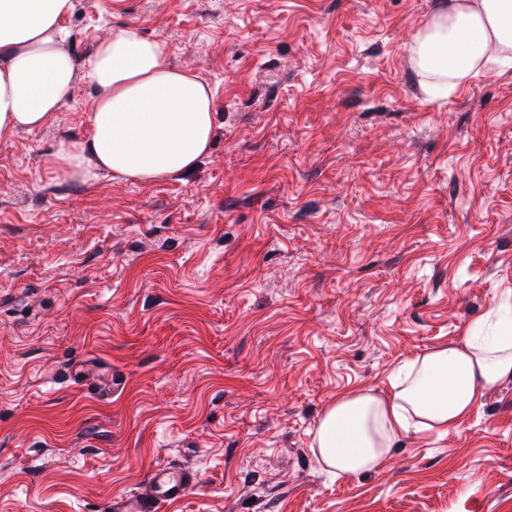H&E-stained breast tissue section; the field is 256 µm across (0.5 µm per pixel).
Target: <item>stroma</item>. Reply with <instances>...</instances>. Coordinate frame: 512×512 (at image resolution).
Returning a JSON list of instances; mask_svg holds the SVG:
<instances>
[{"mask_svg": "<svg viewBox=\"0 0 512 512\" xmlns=\"http://www.w3.org/2000/svg\"><path fill=\"white\" fill-rule=\"evenodd\" d=\"M435 0H73L65 106L0 138V512H512V381L379 470L327 472L323 409L512 302V68L424 96ZM208 80L212 148L142 184L59 179L113 27ZM196 481V474L188 470L156 468L150 473L143 492L115 495L107 512H157L161 503L186 497Z\"/></svg>", "mask_w": 512, "mask_h": 512, "instance_id": "35a3bbf8", "label": "stroma"}]
</instances>
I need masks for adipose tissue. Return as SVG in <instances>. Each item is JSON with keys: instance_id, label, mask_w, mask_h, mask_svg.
I'll use <instances>...</instances> for the list:
<instances>
[{"instance_id": "1", "label": "adipose tissue", "mask_w": 512, "mask_h": 512, "mask_svg": "<svg viewBox=\"0 0 512 512\" xmlns=\"http://www.w3.org/2000/svg\"><path fill=\"white\" fill-rule=\"evenodd\" d=\"M72 9L73 0H0V137L38 129L64 107L73 63L63 21ZM409 53L427 87L449 92L492 64L512 62V0H441ZM83 80L94 93L89 131L59 143L45 160L51 173L152 183L209 153L213 91L200 75L171 67L162 39L114 28ZM510 380L512 321L482 315L462 343L400 366L392 394L357 389L330 402L312 447L337 476L378 470L409 430L455 428L486 391Z\"/></svg>"}]
</instances>
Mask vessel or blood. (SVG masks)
Returning <instances> with one entry per match:
<instances>
[{"label": "vessel or blood", "mask_w": 512, "mask_h": 512, "mask_svg": "<svg viewBox=\"0 0 512 512\" xmlns=\"http://www.w3.org/2000/svg\"><path fill=\"white\" fill-rule=\"evenodd\" d=\"M196 481L195 473L188 470L154 469L143 492L115 495L108 504L107 512H158L162 503L186 497Z\"/></svg>", "instance_id": "vessel-or-blood-1"}]
</instances>
